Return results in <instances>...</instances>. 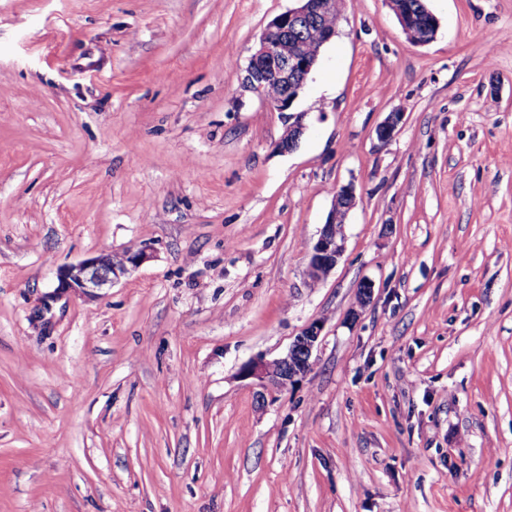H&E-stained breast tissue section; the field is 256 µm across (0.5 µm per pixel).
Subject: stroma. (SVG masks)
Segmentation results:
<instances>
[{"mask_svg":"<svg viewBox=\"0 0 512 512\" xmlns=\"http://www.w3.org/2000/svg\"><path fill=\"white\" fill-rule=\"evenodd\" d=\"M425 4L344 0L285 151L243 80L293 0H0V512H512V0ZM404 0H389L392 10L397 16L403 31L413 38L416 44H425L430 42L436 35L438 30L437 18L427 10L428 19L423 23L419 22L417 17L421 20L426 18V6L424 0H409V3L414 7L416 15L407 8ZM355 205L356 195L352 185L336 189L331 212L310 254L307 274L312 282H321L327 277L343 255L344 221ZM148 247L129 252L116 264L108 256H97L69 265L59 270L57 293H72L80 297H97L106 288H111L120 274L137 268L150 257ZM322 321H313L296 336L288 352L280 358L267 360L263 357L245 364L239 375L243 379H254L257 385L268 390L281 391L306 375L313 364V351L317 346Z\"/></svg>","mask_w":512,"mask_h":512,"instance_id":"stroma-1","label":"stroma"}]
</instances>
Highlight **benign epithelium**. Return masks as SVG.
Listing matches in <instances>:
<instances>
[{
	"mask_svg": "<svg viewBox=\"0 0 512 512\" xmlns=\"http://www.w3.org/2000/svg\"><path fill=\"white\" fill-rule=\"evenodd\" d=\"M299 6L276 16L265 28L246 69L244 85L256 93L271 108L278 112L289 110L307 85V79L318 64L321 48L336 36V26H325L314 48L290 37L293 26L301 20L318 21L336 12V0H297ZM403 31L416 44H426L436 35L438 20L432 13L419 22L403 0H389ZM269 85L279 88V93L268 97L265 89ZM402 113L393 112L376 130L377 138L387 142L393 138ZM306 113L288 115V144L285 150L293 149L305 130ZM356 205L354 187L350 184L336 189L329 217L320 231L310 254L307 274L311 281L320 282L335 268L344 252L343 226L347 214ZM150 257L148 247L132 251L116 264L108 256H97L69 265L59 270L57 293H72L80 297H97L112 287L119 275L138 267ZM323 322L313 321L296 336L288 352L273 360L263 357L245 364L239 375L243 379H254L265 390L281 391L306 375L313 364V351L317 346Z\"/></svg>",
	"mask_w": 512,
	"mask_h": 512,
	"instance_id": "1",
	"label": "benign epithelium"
}]
</instances>
